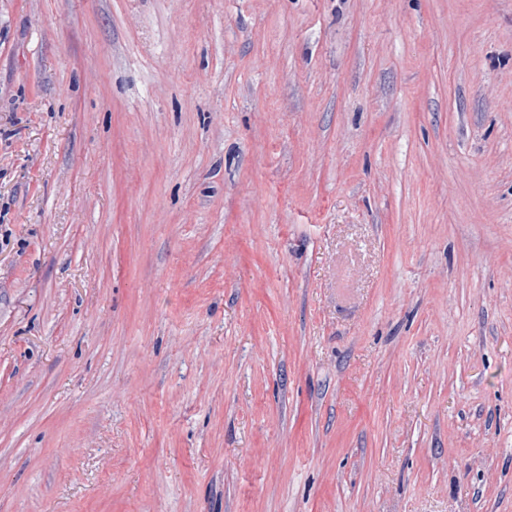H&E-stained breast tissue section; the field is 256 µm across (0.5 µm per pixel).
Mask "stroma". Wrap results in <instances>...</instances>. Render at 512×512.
<instances>
[{"instance_id":"1","label":"stroma","mask_w":512,"mask_h":512,"mask_svg":"<svg viewBox=\"0 0 512 512\" xmlns=\"http://www.w3.org/2000/svg\"><path fill=\"white\" fill-rule=\"evenodd\" d=\"M0 512H512V0H0Z\"/></svg>"}]
</instances>
